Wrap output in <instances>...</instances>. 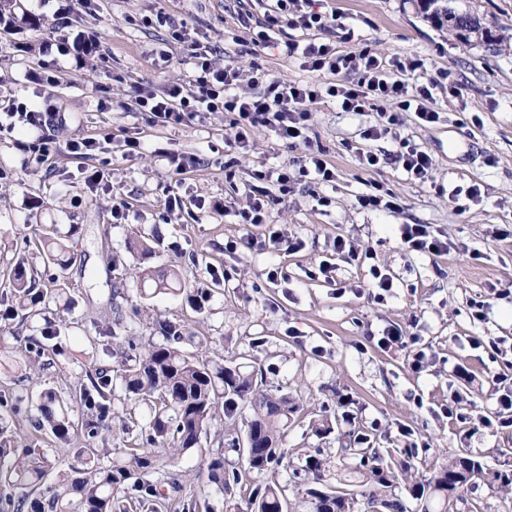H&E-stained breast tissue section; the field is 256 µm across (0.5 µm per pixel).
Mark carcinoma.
Returning <instances> with one entry per match:
<instances>
[{
    "label": "carcinoma",
    "mask_w": 512,
    "mask_h": 512,
    "mask_svg": "<svg viewBox=\"0 0 512 512\" xmlns=\"http://www.w3.org/2000/svg\"><path fill=\"white\" fill-rule=\"evenodd\" d=\"M78 227L61 232L54 228L36 238L41 256L54 265L65 280V273L75 258ZM163 242L156 234L138 232L131 237L129 248L143 256L157 255ZM8 292L0 296V347H10L14 335L10 322L43 313L50 304L69 307L73 303L67 288H37L29 254L19 252L7 268ZM141 294L181 297L198 314L206 309L211 291L187 288L180 266L172 261L163 269L138 268ZM122 293H112V321H95L94 327L112 339L105 350L118 357L116 376L98 369L86 374L88 383L72 392L69 402L58 399L55 391L40 392V420L33 430L44 431L55 441L70 444L79 439L72 460L52 458L34 442V435L13 427L0 414V486L9 491L8 501L17 503L16 512L29 507L32 512H174L182 506L187 512H209L206 501L192 498L188 503L174 499L182 491L178 475L160 471L158 462L165 457L173 463L184 452L199 447L216 421L235 415L238 406L254 411L244 440L217 433L221 441L238 453L248 469L267 476V481L245 490L247 503L255 512H285V489L277 480L282 469L292 470L303 478L311 512H361L378 506L386 512H403L397 494L400 479L417 499L435 503L437 512H451L448 505L465 501L472 484L486 477L502 491L512 492V460L505 459L499 468L490 469L481 457L465 448L448 459V465L436 470L426 480L412 475V466L403 460L400 471L385 461L373 446L377 434L366 432L354 436L353 444L338 449L341 465L359 460L350 470L352 485L341 491L326 480L322 459L309 456L297 464L280 447L281 430L300 411V403L286 395L264 388L263 381L242 366L207 355L209 339L189 334L185 326L166 317L137 307L125 316ZM56 334L45 333L44 341H30L17 346L33 375L38 376L64 353L53 342ZM119 378L127 397L154 406L149 421L136 423V439L112 456L113 378ZM84 407L76 416L75 407ZM207 482L225 491L240 483L236 468L226 467L224 452L216 451L204 461Z\"/></svg>",
    "instance_id": "cac0c4a2"
}]
</instances>
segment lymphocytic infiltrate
Instances as JSON below:
<instances>
[{"mask_svg": "<svg viewBox=\"0 0 512 512\" xmlns=\"http://www.w3.org/2000/svg\"><path fill=\"white\" fill-rule=\"evenodd\" d=\"M295 2L277 0L262 30L253 34L254 46L270 45L275 30L285 25L305 30L331 28V21L320 13L295 14ZM286 49L288 56L302 60L308 71L317 73V80L270 81L265 73L256 70L250 78L251 84L257 87L256 92H244L240 89V70L233 61L216 63L207 50L192 42L187 48L192 66L190 80L168 85L160 93L137 89L133 104L135 111L150 113L154 120L173 128L181 126L190 112L224 113L234 131L233 144L242 150L249 146L250 133L259 128L273 132L285 148L302 149L298 173H290L284 164L271 167L262 164L253 169L251 177L255 186L249 195V205L236 213L238 223L266 225L269 240L287 241L289 250L298 251L304 246L302 239L285 238L281 228L269 223L267 210L270 188L288 194L295 176L323 184L336 180L334 166L324 152L315 147L310 136L311 104L329 96L338 99L343 111L361 112L374 101L393 103V111L382 112L379 123L366 130L364 137L368 140L394 137L399 124L398 111L415 110L417 118L425 123L435 122L437 114L425 105L426 100L433 97L432 84L414 80L415 71L423 66L420 59L393 57L385 60L367 48L356 55L341 54L328 42L293 41ZM349 73L355 76L350 84L333 83V76ZM55 119L54 112L37 114L29 111L26 103L15 99L0 110V132L14 129L20 122L41 126L42 134L23 147L25 153L41 159L56 154L62 146L46 131Z\"/></svg>", "mask_w": 512, "mask_h": 512, "instance_id": "lymphocytic-infiltrate-1", "label": "lymphocytic infiltrate"}]
</instances>
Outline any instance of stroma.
Here are the masks:
<instances>
[{
	"label": "stroma",
	"mask_w": 512,
	"mask_h": 512,
	"mask_svg": "<svg viewBox=\"0 0 512 512\" xmlns=\"http://www.w3.org/2000/svg\"><path fill=\"white\" fill-rule=\"evenodd\" d=\"M69 6L65 19L55 12ZM275 0H14L7 33L0 34V108L8 96L28 100L35 111L53 107L63 118L50 132L59 141L94 137L111 157L109 180L114 195L91 191L83 173L95 157L59 149L42 162L18 149L34 133L17 126L0 137V257L24 251L27 239L55 224L78 225L77 259L66 284L74 303L54 307L40 317L21 321V339L42 338L46 328L59 332L65 354L55 367L32 379L17 353L0 352V392L15 396L14 416L21 425L40 417L39 393L52 388L62 399L85 372L112 367L93 320L112 314V292H124L133 306L185 323L210 337L209 352L264 372L268 388L300 399L308 417L290 423L284 445L294 459L317 453L329 474L340 472L336 456L344 422L327 436L316 435L310 414L351 412L361 429H378L377 446L404 447L399 425L410 428L421 448L415 468L430 473L446 465L459 448L481 452L497 467L512 448V408L499 405L503 389L512 387V0H299L302 11L339 13L340 28L308 32L287 27L276 43L257 48L241 17L251 26L264 22ZM470 16L479 33L460 36L449 27L447 12ZM163 16V23L135 25L136 17ZM41 18L43 32L31 30L27 17ZM183 28L208 40L219 59H232L243 76L256 69L280 81L304 82L311 75L286 45L309 38L332 43L338 52L370 48L383 59L414 56L424 67L419 82L434 83L431 109L439 114L423 124L415 112L400 115L402 137L423 148L433 160L427 181L408 176L402 166L387 163L368 171L358 162L359 149L396 152L388 139L363 140L362 132L377 124L383 102L362 112L341 111L326 98L311 108L314 142L336 166V181L321 184L296 180L288 195L272 193L271 223L304 240L289 252L287 244L266 243L264 227L236 224L234 211L245 207L259 164H287L298 170L300 151L281 146L266 130L251 135V150L232 172H225V143L233 131L223 114H195L179 128L149 122L128 103L135 86L164 89L188 81L192 68L171 32ZM354 32L344 39V29ZM64 36L68 54L45 52V34ZM165 46L169 61L154 59ZM59 71L50 85L41 77ZM459 91H448L449 83ZM142 133V148L123 154L127 132ZM197 155L202 165L186 175L174 174L159 149ZM376 183L401 200L394 215L360 208L357 198ZM479 185L482 198L469 200L466 189ZM176 192L188 200L204 199L203 209L166 213L163 200ZM128 210L123 219L112 212L114 198ZM398 224H428L452 242L450 252L422 255L400 248ZM158 232L164 250L142 259L128 249L132 231ZM250 235L252 244L225 251L227 241ZM354 242L361 256L345 261L332 256L336 237ZM334 259L332 280L317 275L320 261ZM180 261L189 286H210L204 315L168 295L142 299L134 272L142 263L160 268ZM383 266L394 286L383 301L370 299L372 264ZM280 272L269 279L270 265ZM227 271L212 280L208 268ZM487 301L484 319L472 316L471 305ZM415 333L416 346L380 348L377 339L387 326ZM423 353L422 370H413L415 351ZM459 404L460 416L443 415ZM510 427H503V420ZM212 442L179 458L177 470L185 490L205 495L211 512H248L241 491L227 493L198 481Z\"/></svg>",
	"instance_id": "35a3bbf8"
}]
</instances>
